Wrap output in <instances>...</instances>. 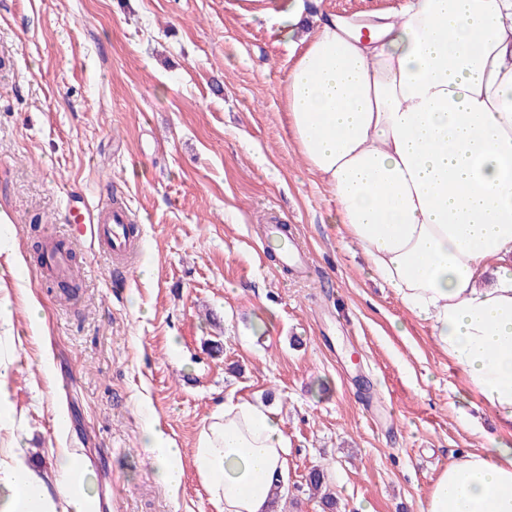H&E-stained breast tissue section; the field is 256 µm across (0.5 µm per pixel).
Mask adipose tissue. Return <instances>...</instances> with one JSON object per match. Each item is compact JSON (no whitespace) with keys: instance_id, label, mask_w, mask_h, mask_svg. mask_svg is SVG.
Wrapping results in <instances>:
<instances>
[{"instance_id":"ef3b65f1","label":"adipose tissue","mask_w":512,"mask_h":512,"mask_svg":"<svg viewBox=\"0 0 512 512\" xmlns=\"http://www.w3.org/2000/svg\"><path fill=\"white\" fill-rule=\"evenodd\" d=\"M307 28L283 89L298 152L336 201V221L373 275L429 323L482 403L512 428V0H407L370 39L291 0L279 37ZM0 512H100L87 465L54 449L32 470L0 396ZM154 479L182 483V451L143 428ZM290 444L276 414L227 397L194 453L217 512H272ZM421 512H512V445L459 455Z\"/></svg>"}]
</instances>
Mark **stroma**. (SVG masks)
Listing matches in <instances>:
<instances>
[{"instance_id":"1","label":"stroma","mask_w":512,"mask_h":512,"mask_svg":"<svg viewBox=\"0 0 512 512\" xmlns=\"http://www.w3.org/2000/svg\"><path fill=\"white\" fill-rule=\"evenodd\" d=\"M259 9L0 0L11 404L34 468L50 471L62 445L84 455L100 512H215L193 450L228 396L268 405L288 437L276 512H419L442 465L512 433L331 222L335 200L297 153L282 99L300 44ZM106 198L137 215L126 275L64 221ZM269 224L291 229L304 274L267 249ZM50 237L71 250L76 297L42 269L35 245ZM145 403L184 450L178 491L152 477ZM315 469L335 510L308 485Z\"/></svg>"}]
</instances>
